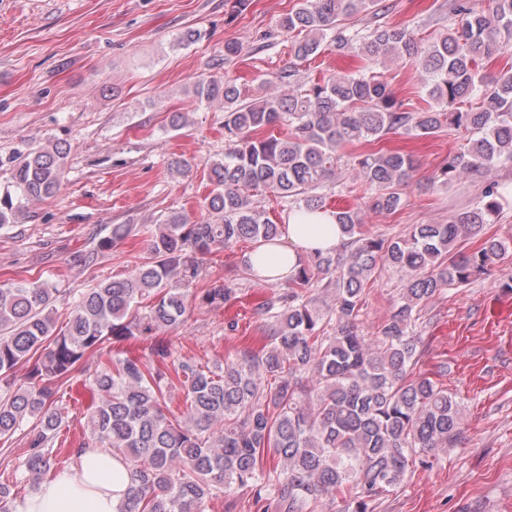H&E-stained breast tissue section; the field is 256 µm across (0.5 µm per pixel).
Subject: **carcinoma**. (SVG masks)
<instances>
[{"mask_svg": "<svg viewBox=\"0 0 512 512\" xmlns=\"http://www.w3.org/2000/svg\"><path fill=\"white\" fill-rule=\"evenodd\" d=\"M381 12L380 0H299L280 20L281 31L305 33L295 58L307 60L329 46L364 61L356 72L251 100L230 79L196 84L198 100L224 105V155L209 163L203 199L212 219L191 224L172 212L154 225L147 256L127 275L73 299L65 331H56L54 283L0 282V440L28 427L23 467L34 479L55 465L52 440L65 412L53 385L87 355L134 336L156 337L149 359L113 357L87 382L98 395L87 409L89 443L131 466L132 486L120 512H202L214 490L235 487L251 489L273 512H319L323 498L336 494L349 512H369L372 501L427 468L435 450L457 439L455 396L426 373L412 375L422 343L414 327L429 299L490 271L506 252L495 238L471 251L461 247L499 214L495 180L448 223L413 224L396 239L364 231L358 209H336L346 237L341 250L313 255L288 279V292L259 307L271 321L268 344L259 351L244 347L236 359L205 369L169 363L171 344L161 338L183 321L189 297L211 307L230 298L232 289L219 279L199 286L213 254L280 236V226L253 205L251 193L269 190L292 209L320 210L327 206L321 190L336 177L344 148L390 134L465 133L467 149L448 156L436 173L444 185L512 162V73H482L484 63L512 47V0H453L452 24L427 44L407 25L341 24ZM397 60L423 74L426 107L409 110L392 94L378 68ZM473 98L482 105L460 107ZM280 127L287 132L271 133ZM69 150L55 141L13 160L0 190V227L60 189ZM350 164L361 181L339 192L368 194L379 211L401 205L402 186L415 170L412 155L372 149L350 156ZM130 232L128 224L113 225L111 235L74 263L91 264ZM380 265L405 270L409 279L371 339L359 318L365 287ZM320 282L335 290L325 311L306 297ZM40 350L44 356L30 371L29 385H16L15 368ZM174 389L184 395L181 419L165 413ZM268 458L274 465L266 470Z\"/></svg>", "mask_w": 512, "mask_h": 512, "instance_id": "1", "label": "carcinoma"}]
</instances>
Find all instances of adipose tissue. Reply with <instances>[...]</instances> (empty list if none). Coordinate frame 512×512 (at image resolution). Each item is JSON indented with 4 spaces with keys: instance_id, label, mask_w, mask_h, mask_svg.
<instances>
[{
    "instance_id": "ef3b65f1",
    "label": "adipose tissue",
    "mask_w": 512,
    "mask_h": 512,
    "mask_svg": "<svg viewBox=\"0 0 512 512\" xmlns=\"http://www.w3.org/2000/svg\"><path fill=\"white\" fill-rule=\"evenodd\" d=\"M344 242L340 226L327 211H294L284 233L260 245L250 262L270 282L292 277L315 253L332 254ZM131 485V471L109 451L93 445L78 451L71 469L58 472L31 495L12 502L10 512H119Z\"/></svg>"
}]
</instances>
